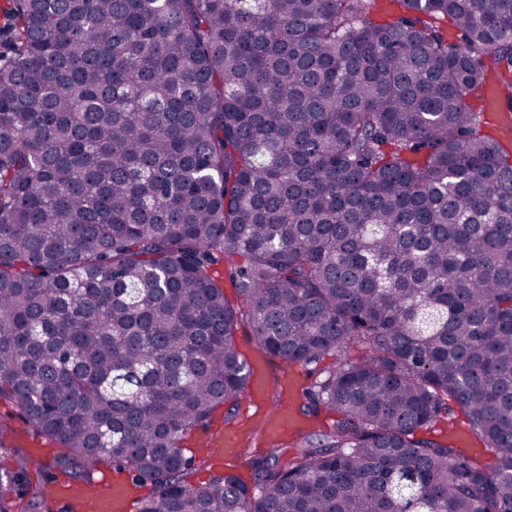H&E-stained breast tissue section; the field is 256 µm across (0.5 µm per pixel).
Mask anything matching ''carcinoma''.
Wrapping results in <instances>:
<instances>
[{
	"mask_svg": "<svg viewBox=\"0 0 512 512\" xmlns=\"http://www.w3.org/2000/svg\"><path fill=\"white\" fill-rule=\"evenodd\" d=\"M398 2L0 6V404L75 490L109 460L136 512H512V159L467 103L491 63L512 90V0ZM243 323L343 356L302 406L336 420L192 485ZM454 406L493 465L417 435ZM28 464L0 512H53Z\"/></svg>",
	"mask_w": 512,
	"mask_h": 512,
	"instance_id": "obj_1",
	"label": "carcinoma"
}]
</instances>
